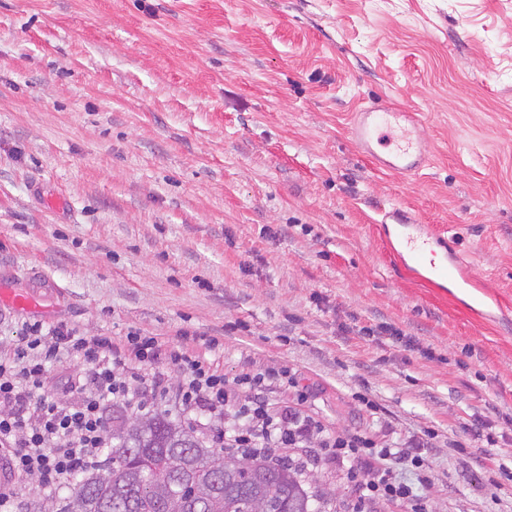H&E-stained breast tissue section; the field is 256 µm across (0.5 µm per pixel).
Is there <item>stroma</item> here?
<instances>
[{
    "label": "stroma",
    "instance_id": "obj_1",
    "mask_svg": "<svg viewBox=\"0 0 512 512\" xmlns=\"http://www.w3.org/2000/svg\"><path fill=\"white\" fill-rule=\"evenodd\" d=\"M368 101L420 116L427 168L357 151ZM392 207L481 305L401 266ZM0 287L37 303L0 301L2 349L64 324L287 369L310 396L271 403L328 431H434L431 512H512V0H0ZM153 408L211 444L237 422Z\"/></svg>",
    "mask_w": 512,
    "mask_h": 512
}]
</instances>
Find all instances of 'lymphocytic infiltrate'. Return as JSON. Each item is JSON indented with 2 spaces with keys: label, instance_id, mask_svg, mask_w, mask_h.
Listing matches in <instances>:
<instances>
[{
  "label": "lymphocytic infiltrate",
  "instance_id": "f902f5d3",
  "mask_svg": "<svg viewBox=\"0 0 512 512\" xmlns=\"http://www.w3.org/2000/svg\"><path fill=\"white\" fill-rule=\"evenodd\" d=\"M131 357L144 366L162 357L178 368L179 408L204 407L217 415L231 409L244 415L246 424L231 436L230 447L271 461L275 449L319 445L329 459L347 467L346 477L357 492L352 512H368L371 505L386 502L401 503L406 512H428L426 498L416 491L427 485L429 470L418 444L380 447L361 434L325 433L299 411L271 410L267 390L275 380L307 401L309 389L294 374L284 371L273 379L247 375L229 384L205 361L177 346L160 349L152 337L131 333L119 348L108 336H80L64 326L47 330L39 323L31 326L23 344L0 355V467L5 470L0 512H18L13 494L17 482L36 480L39 492L49 497L73 485L77 474L96 468L111 442L107 403L119 398L141 410L148 405V391L161 387L146 374L126 381ZM62 361L81 364L86 381L54 382L48 366ZM67 392L77 393V400H64ZM403 463L416 469V486L398 478L396 467Z\"/></svg>",
  "mask_w": 512,
  "mask_h": 512
}]
</instances>
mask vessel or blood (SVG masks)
Returning a JSON list of instances; mask_svg holds the SVG:
<instances>
[{"instance_id":"1","label":"vessel or blood","mask_w":512,"mask_h":512,"mask_svg":"<svg viewBox=\"0 0 512 512\" xmlns=\"http://www.w3.org/2000/svg\"><path fill=\"white\" fill-rule=\"evenodd\" d=\"M417 123L414 113L394 111L366 102L354 114L350 135L356 148L371 157L376 170L405 177L417 174L427 165L429 154L424 143L406 138L385 155L376 152L374 145L385 139L386 129L402 124L413 127ZM386 216L400 228L398 237L411 268L429 269L434 281L440 283H450L459 288L475 287L476 282L470 277L464 261L441 253L439 239L422 233L399 208H391Z\"/></svg>"}]
</instances>
